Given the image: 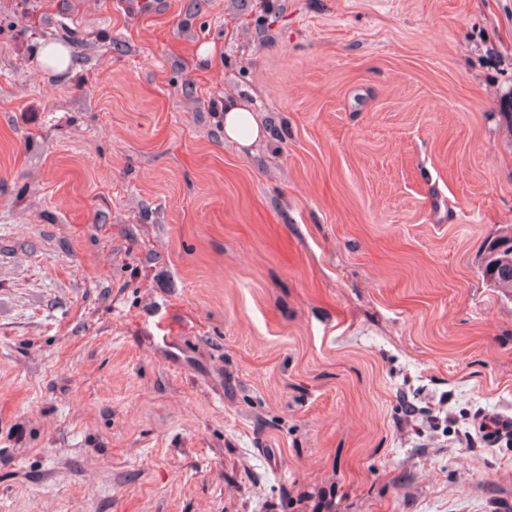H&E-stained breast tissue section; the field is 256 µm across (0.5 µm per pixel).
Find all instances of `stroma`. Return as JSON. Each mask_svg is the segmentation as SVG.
Instances as JSON below:
<instances>
[{
    "label": "stroma",
    "instance_id": "1",
    "mask_svg": "<svg viewBox=\"0 0 512 512\" xmlns=\"http://www.w3.org/2000/svg\"><path fill=\"white\" fill-rule=\"evenodd\" d=\"M508 225L512 0H0V512H512ZM40 62L56 69H64L72 62L69 50L59 43L50 42L40 48ZM261 137L263 129L252 112L239 106L235 100L224 102V138L247 147ZM489 240V239H488ZM487 240V241H488ZM484 245L482 267L485 276L505 295H512V227L509 233L497 235ZM487 243V244H486ZM495 243L510 244V246L494 256L489 253L490 247Z\"/></svg>",
    "mask_w": 512,
    "mask_h": 512
}]
</instances>
